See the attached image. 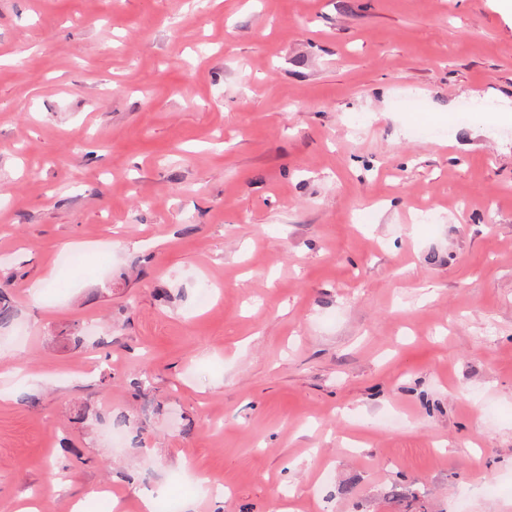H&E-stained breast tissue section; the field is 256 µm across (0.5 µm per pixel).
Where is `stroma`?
<instances>
[{"label":"stroma","instance_id":"35a3bbf8","mask_svg":"<svg viewBox=\"0 0 512 512\" xmlns=\"http://www.w3.org/2000/svg\"><path fill=\"white\" fill-rule=\"evenodd\" d=\"M508 100L502 0H0V512H512Z\"/></svg>","mask_w":512,"mask_h":512}]
</instances>
